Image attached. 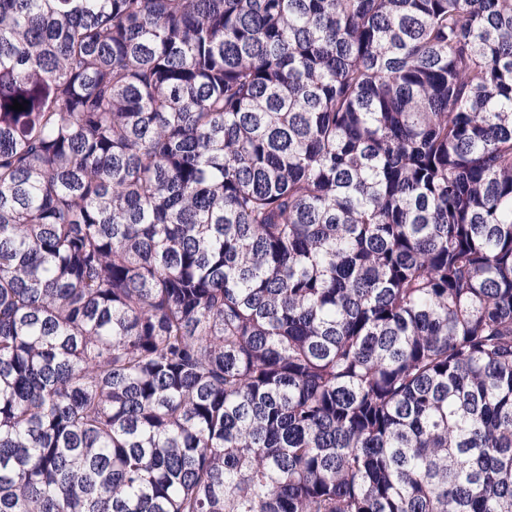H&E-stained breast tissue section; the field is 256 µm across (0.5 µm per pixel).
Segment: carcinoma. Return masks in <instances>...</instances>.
Returning <instances> with one entry per match:
<instances>
[{
    "label": "carcinoma",
    "mask_w": 512,
    "mask_h": 512,
    "mask_svg": "<svg viewBox=\"0 0 512 512\" xmlns=\"http://www.w3.org/2000/svg\"><path fill=\"white\" fill-rule=\"evenodd\" d=\"M0 512H512V0H0Z\"/></svg>",
    "instance_id": "cac0c4a2"
}]
</instances>
